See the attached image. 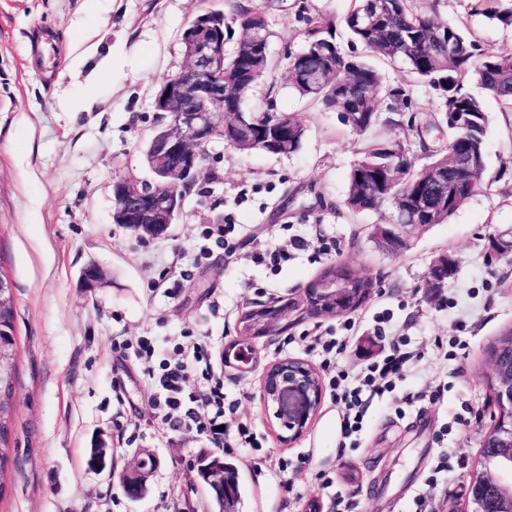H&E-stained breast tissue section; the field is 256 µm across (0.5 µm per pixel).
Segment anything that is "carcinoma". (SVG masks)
Here are the masks:
<instances>
[{
  "instance_id": "1",
  "label": "carcinoma",
  "mask_w": 512,
  "mask_h": 512,
  "mask_svg": "<svg viewBox=\"0 0 512 512\" xmlns=\"http://www.w3.org/2000/svg\"><path fill=\"white\" fill-rule=\"evenodd\" d=\"M229 10H214L215 23L230 31L239 29L231 51L224 54V111L239 112L254 84L272 67L269 49L255 45L249 31L260 26L264 42H270L272 32L264 13L254 0H229ZM437 0H432L430 12L417 10L413 0H351L344 18V29L350 42L364 49L362 55L346 52L337 40L336 24L330 17L318 14L307 19L302 48L287 56L288 85L299 96L320 102L340 114L344 125L364 133L379 120L377 101H389L388 111L410 112L417 106L411 98L407 81L386 84L374 60L400 62L414 79L428 82L438 91L436 112L449 132L448 148L424 153L427 161L401 143L382 145L370 143L360 152L348 175L344 206L360 214L380 209L396 198L422 195L429 200V223L446 222L469 198L487 191L485 138L489 126L483 96L467 91L475 83L485 93L498 99L512 110V51L489 52L471 33L468 18L460 17L448 24L436 16ZM471 14L490 21L512 25V5L507 0H475ZM260 127L240 133L245 151H268L263 141L265 129L288 128V143L278 146L277 155H291L299 150L305 127L295 115L275 112L271 108L254 110ZM477 152V163L470 173V185L440 204L448 194V183L436 182L430 170L444 168L453 178L450 155L464 145ZM0 345L5 349L4 372L0 375V416L12 423L14 402L10 393L17 384V340L15 310L0 314ZM11 440L7 432L0 433V497L16 460L10 453ZM224 470L233 488L232 500L218 496L213 500L218 512H235L244 491L237 468L221 457L202 459L198 477L207 482L206 471Z\"/></svg>"
}]
</instances>
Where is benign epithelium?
Returning a JSON list of instances; mask_svg holds the SVG:
<instances>
[{"mask_svg":"<svg viewBox=\"0 0 512 512\" xmlns=\"http://www.w3.org/2000/svg\"><path fill=\"white\" fill-rule=\"evenodd\" d=\"M190 42L191 56L183 80L178 84H163L155 106L169 116L167 128L152 136L148 147L149 178H121L113 182V223L137 224L142 230L166 229L175 223L180 213L172 187L199 176L202 165L199 148L215 136L232 139L244 125L256 124L246 120L242 112L224 111V30H216L210 14L205 12L191 19L184 32ZM154 186L150 192L141 184ZM408 225L399 224L388 216L384 224L375 225L374 236L391 253L398 255L405 246L404 233ZM448 256L439 257L427 273V287L442 288L448 282ZM352 285L338 284L336 276L310 281L298 293L276 302L250 308L249 319L240 334L243 344H230L223 354L224 367L246 371L256 363L248 352L246 341L262 333L276 336L283 318L288 325L298 324L302 316L308 319L325 317V311L338 315L350 311L348 292ZM318 371L296 358H285L266 366L260 381L265 408L274 409L280 428L288 431L284 440L299 437L322 398V387L313 386ZM488 381L495 391V424L483 436L481 447L494 449L495 456L512 460V344L496 348L492 354ZM151 470L143 464L124 475V482L133 490L132 499L142 498L147 490ZM473 494L468 512H485L483 490L492 485L501 491L498 512H512V485L499 470L488 467L474 469L469 474Z\"/></svg>","mask_w":512,"mask_h":512,"instance_id":"7a95c632","label":"benign epithelium"}]
</instances>
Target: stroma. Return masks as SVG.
<instances>
[{
    "instance_id": "35a3bbf8",
    "label": "stroma",
    "mask_w": 512,
    "mask_h": 512,
    "mask_svg": "<svg viewBox=\"0 0 512 512\" xmlns=\"http://www.w3.org/2000/svg\"><path fill=\"white\" fill-rule=\"evenodd\" d=\"M350 0H266L278 64L253 88L247 108L273 104L306 127L300 149L280 156L242 152L217 141L176 224L158 237L137 238L112 220L111 184L145 177L143 152L156 124L155 97L185 63L182 32L215 0H0V253L15 284L19 380L12 428L16 469L0 512H216L197 476V461L218 455L234 463L246 493L235 512H305L317 500L334 512L329 473L356 495L355 512H413L440 449L451 471L434 512L465 505L469 472L490 426L487 377L491 351L512 333V256H494L489 236L512 231V111L486 98L487 192L468 200L446 223L413 228L403 255L373 236L384 212L354 214L342 207L347 175L369 142L395 140L419 150L446 148L448 128L434 112L414 126L381 120L357 135L336 112L310 103L288 86L281 68L300 50L306 18L342 20ZM469 0H440L439 17L468 16ZM489 51L512 50V26L468 16ZM51 45L34 48L36 33ZM232 216L240 246L233 258L214 251L200 259L202 224ZM301 238L308 249L295 250ZM335 241V257L313 260L320 240ZM289 250L279 273L255 264L256 241ZM455 264L444 288L426 285L440 255ZM377 281L372 299L351 317L305 322L254 340L249 371L224 368L225 347L237 339L242 312L288 296L331 261ZM96 263L104 286L85 287L81 272ZM192 277L179 281L182 267ZM177 296H170L173 283ZM387 313L378 327L375 317ZM352 331H345L347 321ZM347 336L351 374L380 360L393 337L424 351L398 395L447 384L443 400L406 406L397 416L389 399L369 408L361 448L338 459L341 410L323 395L303 434L282 441L261 399L266 365L298 358L329 373L305 350L314 334ZM154 340L157 358L175 344L210 343L214 370L254 438L250 448H213L195 430L170 429L153 416L155 390L132 347ZM108 448L111 470L87 465L90 448ZM159 461L145 496L130 500L120 477L145 454ZM287 461V484L272 466Z\"/></svg>"
}]
</instances>
